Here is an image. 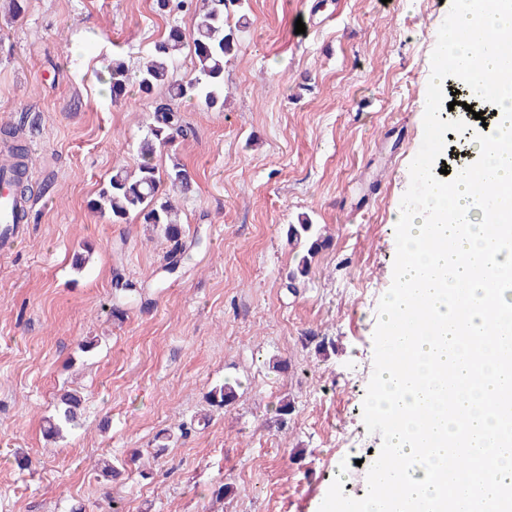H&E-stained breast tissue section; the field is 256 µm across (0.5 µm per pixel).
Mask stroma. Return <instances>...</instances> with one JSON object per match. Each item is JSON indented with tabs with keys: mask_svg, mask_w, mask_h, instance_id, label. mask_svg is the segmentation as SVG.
<instances>
[{
	"mask_svg": "<svg viewBox=\"0 0 512 512\" xmlns=\"http://www.w3.org/2000/svg\"><path fill=\"white\" fill-rule=\"evenodd\" d=\"M451 4L249 0L223 111L178 101L189 132L155 157L180 159L198 183L177 201L187 248L168 277L171 244L158 230L89 207L114 166L134 165L166 90L116 104L98 75L115 55L138 70L170 26L192 30L193 11L21 0L16 16L0 0V125L17 127L32 187L26 239L0 243V512H318L338 476L347 496L366 495L382 438L362 405L393 281V216ZM302 216L332 242L291 291L301 250L285 227ZM117 272L149 300L119 319ZM317 335L333 348L318 352ZM93 337L97 348L81 352ZM273 358L288 371L270 368ZM227 381L239 385L236 404L208 411L207 392ZM67 390L84 414L46 440L44 420ZM285 398L295 411L280 428ZM161 433L172 442L155 460ZM345 433L353 447L338 445ZM108 458L125 464L121 479L103 478Z\"/></svg>",
	"mask_w": 512,
	"mask_h": 512,
	"instance_id": "1",
	"label": "stroma"
}]
</instances>
